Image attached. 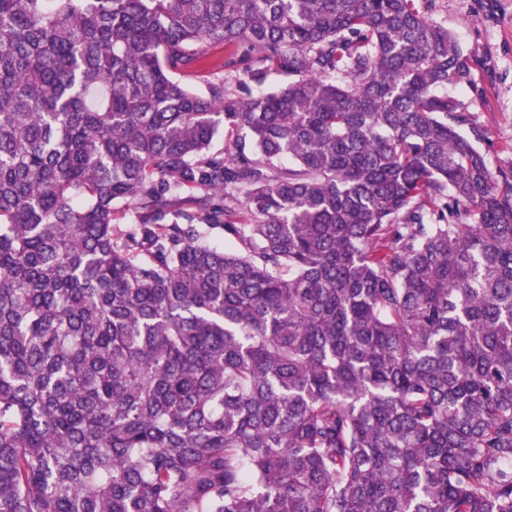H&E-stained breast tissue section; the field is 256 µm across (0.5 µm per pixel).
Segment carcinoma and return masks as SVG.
Instances as JSON below:
<instances>
[{"mask_svg":"<svg viewBox=\"0 0 512 512\" xmlns=\"http://www.w3.org/2000/svg\"><path fill=\"white\" fill-rule=\"evenodd\" d=\"M467 76L416 0H0V512H512ZM209 55L210 68L207 72H198L192 68H186L175 72L173 76L190 89L199 93H206L211 82H220L225 77L224 68H222L225 56L224 45L209 48Z\"/></svg>","mask_w":512,"mask_h":512,"instance_id":"obj_1","label":"carcinoma"}]
</instances>
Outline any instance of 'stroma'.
Instances as JSON below:
<instances>
[{
	"instance_id": "35a3bbf8",
	"label": "stroma",
	"mask_w": 512,
	"mask_h": 512,
	"mask_svg": "<svg viewBox=\"0 0 512 512\" xmlns=\"http://www.w3.org/2000/svg\"><path fill=\"white\" fill-rule=\"evenodd\" d=\"M422 7L468 57L467 82L448 88L464 116L461 133L498 177L512 180V0H422Z\"/></svg>"
}]
</instances>
